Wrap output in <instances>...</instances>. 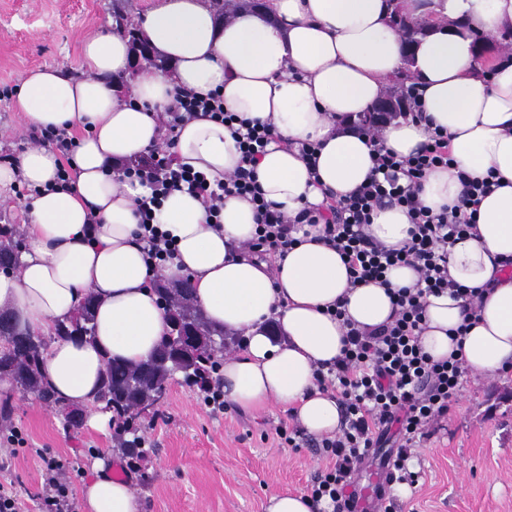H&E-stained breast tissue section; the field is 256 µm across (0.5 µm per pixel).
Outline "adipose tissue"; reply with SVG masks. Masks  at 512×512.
Here are the masks:
<instances>
[{"mask_svg":"<svg viewBox=\"0 0 512 512\" xmlns=\"http://www.w3.org/2000/svg\"><path fill=\"white\" fill-rule=\"evenodd\" d=\"M404 7L412 19L433 23L410 53L389 23L388 0H270L269 10H238L224 20L212 0H154L140 35L168 71L148 69L123 85L133 54L126 38L108 31L81 39L79 75L51 67L22 76L14 110L31 128L77 132V179L55 189L61 160L40 146L0 165V189L22 182L40 191L18 270L0 273V307L14 311L22 330L49 337L44 376L62 404L90 408V425L106 422L93 408L105 358L147 360L169 331L150 283L187 276L206 320L244 339L220 369L226 402L277 404L309 435H334L341 407L314 382L318 364L343 348V319L329 307L344 302V319L371 328L390 321L392 291L418 280L414 268L397 265L387 285L352 284L340 253L318 242L315 226L285 257L260 258L244 247L256 230L249 200L225 197L216 227L199 196L184 189L171 191L154 218L176 257L162 268L147 263L134 211L150 190L115 174L159 143L155 115L173 105L180 87L219 93L238 119L272 124L277 141L259 161L257 180L265 201L291 216L325 194L342 197L365 184L374 146L408 156L431 128L447 133L455 167L426 177L425 205L454 204L459 173L502 176L504 187L483 198L473 230L448 246L449 278L483 291L475 323L454 339L464 318L459 301L428 296L420 342L433 359L456 357L474 374L512 367V61L473 46L474 34L493 41L512 33V0H404ZM459 20L466 30L454 29ZM406 68L422 86L426 119H395L370 140L353 122ZM304 141L319 146L315 168L300 155ZM176 153L178 165L213 186L241 159L230 130L206 116L184 123ZM410 228L405 208L386 206L367 232L399 249ZM89 293L98 299L94 340L52 338L53 324L69 320ZM94 471L83 488L87 512H141L130 479L114 477L103 460Z\"/></svg>","mask_w":512,"mask_h":512,"instance_id":"1","label":"adipose tissue"}]
</instances>
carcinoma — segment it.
Masks as SVG:
<instances>
[{"label": "carcinoma", "instance_id": "cac0c4a2", "mask_svg": "<svg viewBox=\"0 0 512 512\" xmlns=\"http://www.w3.org/2000/svg\"><path fill=\"white\" fill-rule=\"evenodd\" d=\"M400 21L396 23L408 44L417 41L428 31L425 22H412L396 7ZM21 254L20 232L13 224L0 225V265L16 266ZM156 294L169 321L179 322L187 334L209 346L210 351L202 358L184 359L178 349V338L165 336L152 356L138 364H127L110 357L104 360V372L100 395L112 405L111 419L116 422L115 439L122 454L140 462L147 450L142 448L144 439L139 435L140 408L155 405L165 395L167 384L176 374L188 384L204 392L209 389L213 374L220 370L224 357L227 333L209 324L196 307L192 291L176 280L161 279ZM96 298L87 295L79 310L80 321L55 324L59 336H81L92 340L95 336ZM0 340L13 343V349L0 351V378H10L21 390L30 393L46 406L61 411L65 405L54 396L42 375L43 353L47 342L19 329L17 319L7 308H0Z\"/></svg>", "mask_w": 512, "mask_h": 512}]
</instances>
